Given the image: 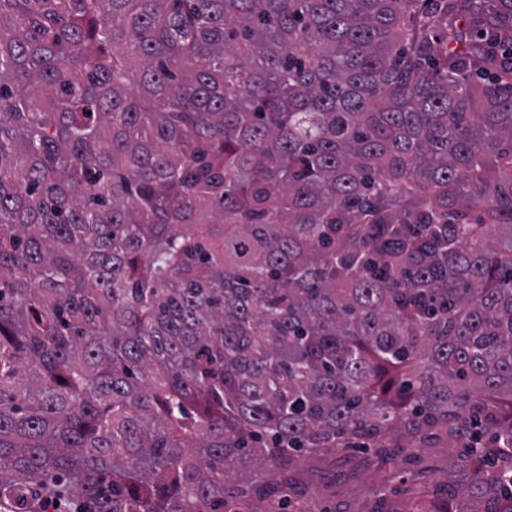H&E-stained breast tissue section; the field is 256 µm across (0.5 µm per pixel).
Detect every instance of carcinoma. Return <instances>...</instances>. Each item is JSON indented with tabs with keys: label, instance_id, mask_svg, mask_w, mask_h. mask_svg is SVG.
<instances>
[{
	"label": "carcinoma",
	"instance_id": "cac0c4a2",
	"mask_svg": "<svg viewBox=\"0 0 512 512\" xmlns=\"http://www.w3.org/2000/svg\"><path fill=\"white\" fill-rule=\"evenodd\" d=\"M402 440L512 512V0H0V512Z\"/></svg>",
	"mask_w": 512,
	"mask_h": 512
}]
</instances>
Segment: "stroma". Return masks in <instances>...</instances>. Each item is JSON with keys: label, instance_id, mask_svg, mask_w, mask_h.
Here are the masks:
<instances>
[{"label": "stroma", "instance_id": "1", "mask_svg": "<svg viewBox=\"0 0 512 512\" xmlns=\"http://www.w3.org/2000/svg\"><path fill=\"white\" fill-rule=\"evenodd\" d=\"M449 450L438 443L400 452L393 461H367L355 449L303 458L294 475L308 486L314 512H409L417 502L436 499V489L461 482V470H449Z\"/></svg>", "mask_w": 512, "mask_h": 512}]
</instances>
